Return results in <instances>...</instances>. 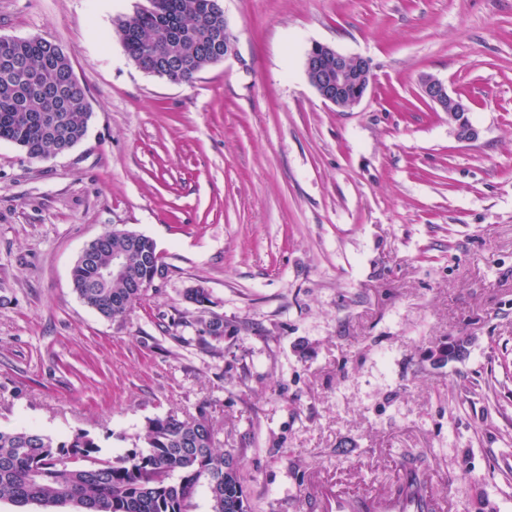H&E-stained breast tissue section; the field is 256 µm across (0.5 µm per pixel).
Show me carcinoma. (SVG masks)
I'll list each match as a JSON object with an SVG mask.
<instances>
[{"label": "carcinoma", "mask_w": 512, "mask_h": 512, "mask_svg": "<svg viewBox=\"0 0 512 512\" xmlns=\"http://www.w3.org/2000/svg\"><path fill=\"white\" fill-rule=\"evenodd\" d=\"M210 0H160L159 11L142 8L120 17L116 34L129 58L144 70L167 67L165 76L189 83L214 61V39L224 34V19L209 12ZM46 50L26 43L24 68L39 75L33 83L18 71L0 64V140L12 142L31 158L50 156L63 139L80 140L87 129L85 88L58 84L60 72L71 67L59 57V70L44 69ZM130 237L109 229L95 244L98 262ZM154 242L140 237L131 248V269L143 277L153 268L145 252ZM98 266L78 263L72 271L74 290L105 318L118 314L116 300L126 296V283L104 284ZM200 340L209 345L224 341V325L206 327L195 318ZM205 488L210 512H251L245 494L241 455L216 447L215 430L199 409L188 418L166 416L146 421L134 448L105 457L95 435L78 429L59 439L29 429H0V499L19 507L70 506L74 512H191L199 488Z\"/></svg>", "instance_id": "carcinoma-1"}]
</instances>
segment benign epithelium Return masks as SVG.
<instances>
[{
    "label": "benign epithelium",
    "mask_w": 512,
    "mask_h": 512,
    "mask_svg": "<svg viewBox=\"0 0 512 512\" xmlns=\"http://www.w3.org/2000/svg\"><path fill=\"white\" fill-rule=\"evenodd\" d=\"M305 71L311 85L320 98L339 108H351L358 105L373 82L371 66L367 59L358 55H346L335 48L315 43L308 49L305 57ZM422 96L442 111L449 114L456 122L457 138L461 142H473L478 137L477 130L466 117L469 107L459 96L448 92V85L443 81L427 77L421 84ZM106 279H123L132 281L136 291L129 294L127 302L139 299L145 289L155 286L153 282H140L132 279L130 267L125 254H112V263L101 268ZM464 344L460 340H452L440 347L431 355L436 365L444 363L449 357H461Z\"/></svg>",
    "instance_id": "benign-epithelium-1"
}]
</instances>
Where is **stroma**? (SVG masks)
I'll use <instances>...</instances> for the list:
<instances>
[{"label":"stroma","instance_id":"35a3bbf8","mask_svg":"<svg viewBox=\"0 0 512 512\" xmlns=\"http://www.w3.org/2000/svg\"><path fill=\"white\" fill-rule=\"evenodd\" d=\"M143 3L0 0V37L64 49L90 112L62 155L0 140V427L117 456L203 409L252 512H312L314 472L386 486L411 456L458 512H512V0H223L237 53L190 84L128 58L114 22ZM315 43L370 61L357 106L311 86ZM113 227L168 267L115 320L72 284ZM197 287L221 345L178 323ZM422 96L440 108L448 112L450 119L456 122L457 138L461 142H473L478 137L477 130L466 117L469 107L460 96H453L448 92V85L442 80L427 77L421 84Z\"/></svg>","mask_w":512,"mask_h":512}]
</instances>
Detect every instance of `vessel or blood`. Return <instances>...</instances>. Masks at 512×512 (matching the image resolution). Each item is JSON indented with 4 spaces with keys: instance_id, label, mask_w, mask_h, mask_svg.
<instances>
[{
    "instance_id": "vessel-or-blood-1",
    "label": "vessel or blood",
    "mask_w": 512,
    "mask_h": 512,
    "mask_svg": "<svg viewBox=\"0 0 512 512\" xmlns=\"http://www.w3.org/2000/svg\"><path fill=\"white\" fill-rule=\"evenodd\" d=\"M314 512H447V501L437 495L427 480H420L415 467L401 472L399 487L390 495L357 490L340 492L328 485L312 486Z\"/></svg>"
}]
</instances>
